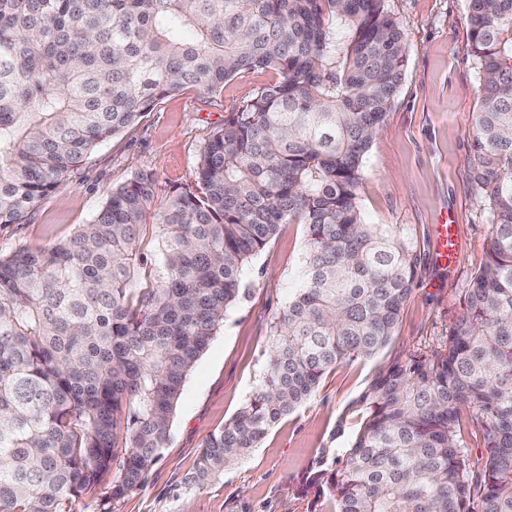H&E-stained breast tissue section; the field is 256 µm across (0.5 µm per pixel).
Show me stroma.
Returning <instances> with one entry per match:
<instances>
[{"label": "stroma", "mask_w": 512, "mask_h": 512, "mask_svg": "<svg viewBox=\"0 0 512 512\" xmlns=\"http://www.w3.org/2000/svg\"><path fill=\"white\" fill-rule=\"evenodd\" d=\"M406 35L404 80L362 167L359 202L369 224L407 228L423 261L391 342L375 356L328 372L313 396L274 424L258 448L223 475L189 487L205 439L251 397L266 369L271 331L300 285L304 228L281 225L245 267L247 291L224 318L187 376L170 440L141 487L105 501L93 489L73 512H335L332 496L306 489L324 448L343 446L353 431L342 416L378 370L407 354L444 345L462 310L472 274L485 260L487 203L469 184L470 130L479 108V71L468 51L469 0H385ZM255 69L227 80L220 95L189 89L160 101L141 120L100 145L27 223L0 226V255L47 247L90 223L110 189L136 171L163 183L189 184L199 150L251 92L275 81ZM455 219L460 256L448 263L435 246L437 225Z\"/></svg>", "instance_id": "1"}]
</instances>
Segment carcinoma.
<instances>
[{"label": "carcinoma", "instance_id": "obj_1", "mask_svg": "<svg viewBox=\"0 0 512 512\" xmlns=\"http://www.w3.org/2000/svg\"><path fill=\"white\" fill-rule=\"evenodd\" d=\"M468 27L486 258L448 345L394 361L348 405L351 443L309 476L335 512H512V0H470ZM405 50L385 0H0V224L25 223L160 100L279 74L205 141L193 183L138 171L66 240L0 256V512H71L106 479L112 500L142 485L243 269L283 224L305 228L304 283L193 484L247 456L329 370L389 344L420 253L407 229L365 223L358 186Z\"/></svg>", "mask_w": 512, "mask_h": 512}]
</instances>
